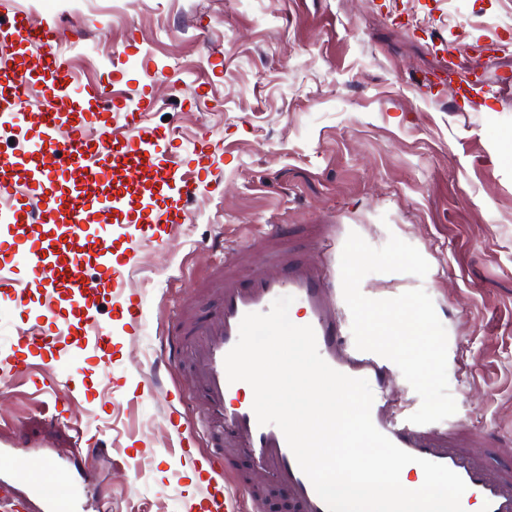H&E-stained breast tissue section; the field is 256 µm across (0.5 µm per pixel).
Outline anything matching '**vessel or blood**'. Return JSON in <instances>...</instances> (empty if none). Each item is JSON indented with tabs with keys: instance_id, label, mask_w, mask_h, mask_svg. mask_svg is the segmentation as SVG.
Returning <instances> with one entry per match:
<instances>
[{
	"instance_id": "1",
	"label": "vessel or blood",
	"mask_w": 512,
	"mask_h": 512,
	"mask_svg": "<svg viewBox=\"0 0 512 512\" xmlns=\"http://www.w3.org/2000/svg\"><path fill=\"white\" fill-rule=\"evenodd\" d=\"M57 25L33 24L13 12L0 24V130L37 129L26 154L0 155V297L17 313L30 299H40L49 318L22 337L33 352L59 349L63 337L76 336L83 349L99 352L112 336L96 316L102 300L125 312L127 334L142 336L145 298L127 288L128 273L140 263L144 245L164 244L188 219L187 204L203 185L200 166L213 146L199 142L197 169L183 170L178 155L169 166L158 162V147L171 143L168 130L146 123L142 112H123L109 83L78 92L71 72L52 53ZM43 47L38 70L13 68L16 56ZM42 86L39 106H31L29 89ZM122 112L126 132L103 141L87 133L90 120L108 123ZM129 224L123 261L95 231L97 216L125 217ZM339 236L335 225L313 224L298 240L286 239L281 225H266L242 250L239 263L227 260L222 233L197 244L212 255L207 302L197 314H175L165 340L144 378L147 393L157 388L160 371L182 372L194 382L200 413L198 430L210 443L201 452L195 440L171 436L185 467L198 477L204 512H235L231 486L243 488L252 500L251 512H266L274 498L285 499L290 512H328L308 477L301 471L281 430L259 425L253 411L251 386L228 382L224 358L235 345L245 314L268 312L280 296H294L300 325L312 326L321 357L333 369L367 379L374 395L371 418L394 444L414 455L409 472L418 474L420 459L449 467L467 489L462 507L478 512H512V465L496 467L502 451L499 438L484 433L480 448L466 443L467 428L452 423L416 425L397 405L392 371L371 352L357 350L339 305L340 267L336 262ZM263 263H256V255ZM106 449H91L85 431H77L72 457L52 460L23 450L17 440H0V512H87L98 504L112 512L98 474L78 467V457Z\"/></svg>"
}]
</instances>
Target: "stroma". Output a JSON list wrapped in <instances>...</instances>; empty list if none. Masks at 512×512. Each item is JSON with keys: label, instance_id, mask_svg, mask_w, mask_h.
I'll return each mask as SVG.
<instances>
[{"label": "stroma", "instance_id": "obj_1", "mask_svg": "<svg viewBox=\"0 0 512 512\" xmlns=\"http://www.w3.org/2000/svg\"><path fill=\"white\" fill-rule=\"evenodd\" d=\"M12 2L32 22L56 21L54 50L78 89L113 81L131 108L150 97L151 125L171 121L183 145L204 138L215 151L188 221L129 275L146 297L144 336L130 340L115 318L103 358L29 355L27 381L0 385V432L68 456V436L47 425L53 390L70 384L72 421L112 457L81 462L108 484L112 512H187L198 492L176 476L167 404L137 395L156 339L210 277L196 241L216 226L245 246L268 224H333L374 247L398 236L426 258L425 278L371 273L361 291L430 295L448 334L453 419L498 434L512 459V86L501 84L512 52L468 49L512 32V0ZM445 43L495 101L461 106L440 91Z\"/></svg>", "mask_w": 512, "mask_h": 512}]
</instances>
